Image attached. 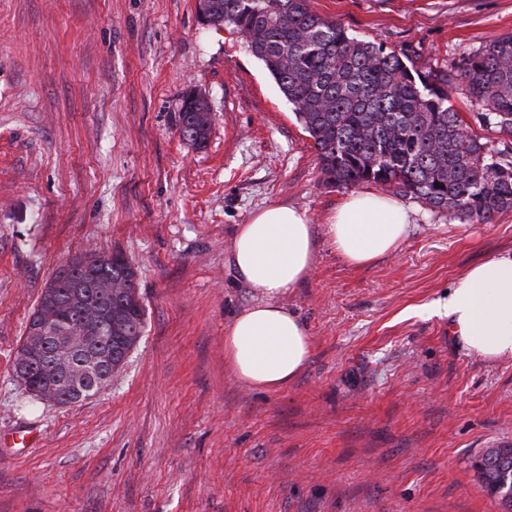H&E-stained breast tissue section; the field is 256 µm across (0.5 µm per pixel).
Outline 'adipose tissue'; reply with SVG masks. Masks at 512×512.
Returning a JSON list of instances; mask_svg holds the SVG:
<instances>
[{
  "mask_svg": "<svg viewBox=\"0 0 512 512\" xmlns=\"http://www.w3.org/2000/svg\"><path fill=\"white\" fill-rule=\"evenodd\" d=\"M409 226V215L398 200L367 189L343 199L330 215L325 235L348 264L364 267L393 253ZM315 251L306 213L292 206L264 207L238 227L234 264L266 299L244 309L225 329L224 357L251 388L279 389L309 360L304 324L276 298L306 279ZM444 310L452 334L467 350L491 360L512 356V254L471 267L449 293Z\"/></svg>",
  "mask_w": 512,
  "mask_h": 512,
  "instance_id": "ef3b65f1",
  "label": "adipose tissue"
}]
</instances>
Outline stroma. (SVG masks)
Returning a JSON list of instances; mask_svg holds the SVG:
<instances>
[{"instance_id":"1","label":"stroma","mask_w":512,"mask_h":512,"mask_svg":"<svg viewBox=\"0 0 512 512\" xmlns=\"http://www.w3.org/2000/svg\"><path fill=\"white\" fill-rule=\"evenodd\" d=\"M348 34L447 67L512 33V0H311ZM212 111L179 136L185 93ZM346 192L245 40L196 0H0V512H501L472 467L512 445V358L471 354L434 305L512 252V210L464 222L414 199L409 234L346 263L324 224ZM306 212L312 270L279 305L311 341L273 391L237 380L224 331L264 301L231 252L271 204ZM122 252L143 334L96 395L31 397L14 366L66 260ZM205 101L207 99L204 96L188 93L182 99L179 113L180 137L196 149L207 145L211 133V123L200 122L197 118V113Z\"/></svg>"}]
</instances>
